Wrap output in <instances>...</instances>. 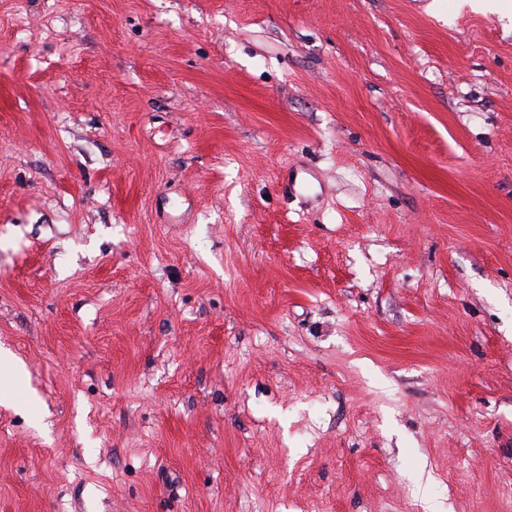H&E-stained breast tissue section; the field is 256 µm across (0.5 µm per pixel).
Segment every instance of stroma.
Instances as JSON below:
<instances>
[{"instance_id":"stroma-1","label":"stroma","mask_w":512,"mask_h":512,"mask_svg":"<svg viewBox=\"0 0 512 512\" xmlns=\"http://www.w3.org/2000/svg\"><path fill=\"white\" fill-rule=\"evenodd\" d=\"M0 0V512H512V0Z\"/></svg>"}]
</instances>
